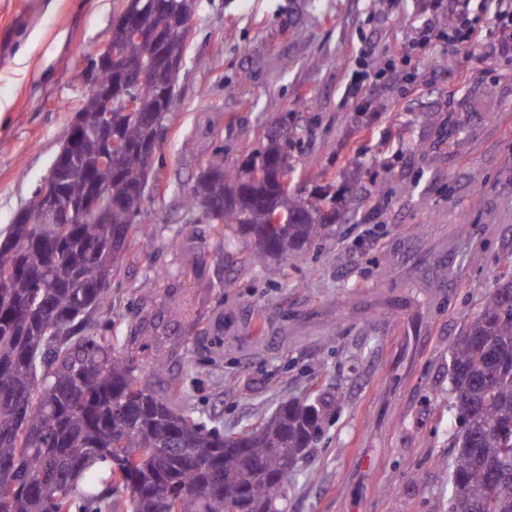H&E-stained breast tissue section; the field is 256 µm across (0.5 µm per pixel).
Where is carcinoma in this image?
I'll list each match as a JSON object with an SVG mask.
<instances>
[{"label":"carcinoma","instance_id":"obj_1","mask_svg":"<svg viewBox=\"0 0 512 512\" xmlns=\"http://www.w3.org/2000/svg\"><path fill=\"white\" fill-rule=\"evenodd\" d=\"M123 2L144 37L121 40L120 67L100 79L118 83L144 72L129 89L138 112L112 113V135L124 149L115 166L98 169L101 113L84 96L87 137L65 183L67 197L79 200L95 179L112 192V211L59 232L44 223L50 193L39 188L0 233V508L73 512L79 499L82 512H283L288 475L322 432L327 401L291 399L258 425L226 433L177 405L181 377L158 392L108 336L104 312L130 236L152 244L151 233L133 224L153 170L144 148L177 108L172 98L161 111L160 91L166 61L185 54L184 17L193 0H163L168 22L156 47L147 0ZM203 172L186 206L216 236L254 240L257 257L299 258L331 233L324 197L285 188L288 145L275 135L242 167L217 153ZM279 210L288 222L273 223ZM450 366L449 512H512L511 271L468 319Z\"/></svg>","mask_w":512,"mask_h":512}]
</instances>
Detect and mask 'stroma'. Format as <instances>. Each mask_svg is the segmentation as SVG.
<instances>
[{"mask_svg": "<svg viewBox=\"0 0 512 512\" xmlns=\"http://www.w3.org/2000/svg\"><path fill=\"white\" fill-rule=\"evenodd\" d=\"M121 7L0 0V232L49 173ZM448 20V0H196L137 217L153 244L112 282L110 334L143 374L170 355L190 407L228 431L332 395L285 512H448L449 350L512 269V62L450 48ZM274 130L292 190L336 208L332 236L270 282L183 198L216 152L242 165Z\"/></svg>", "mask_w": 512, "mask_h": 512, "instance_id": "35a3bbf8", "label": "stroma"}]
</instances>
